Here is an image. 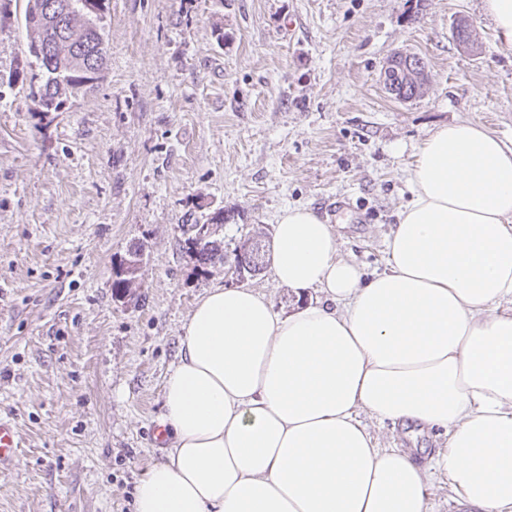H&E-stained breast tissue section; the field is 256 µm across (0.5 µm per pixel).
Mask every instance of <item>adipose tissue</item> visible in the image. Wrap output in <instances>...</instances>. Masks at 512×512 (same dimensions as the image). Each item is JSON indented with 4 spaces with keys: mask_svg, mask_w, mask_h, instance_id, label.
Here are the masks:
<instances>
[{
    "mask_svg": "<svg viewBox=\"0 0 512 512\" xmlns=\"http://www.w3.org/2000/svg\"><path fill=\"white\" fill-rule=\"evenodd\" d=\"M409 181L384 271L365 276L331 225L289 207L271 275L319 299L288 314L251 288L199 299L135 512H430L424 466L377 447L363 412L444 430L435 468L480 512H512V147L444 127Z\"/></svg>",
    "mask_w": 512,
    "mask_h": 512,
    "instance_id": "ef3b65f1",
    "label": "adipose tissue"
}]
</instances>
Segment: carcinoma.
<instances>
[{
    "mask_svg": "<svg viewBox=\"0 0 512 512\" xmlns=\"http://www.w3.org/2000/svg\"><path fill=\"white\" fill-rule=\"evenodd\" d=\"M66 9L64 27L58 28L53 21H45L28 29L30 33L29 46H51L59 39H68L78 46V50L63 57L56 53L39 59V66L45 76V81L38 89L31 91L30 97L34 109L38 112L48 110V104L62 103L67 97L81 92L91 84L88 74L89 68L98 61H106L103 36L98 26L106 6H101L99 12L94 13L87 8L88 0H57ZM392 82L397 84L396 98L409 100L424 93L427 84V75L419 79L404 81L398 75H393ZM199 224L185 225L184 233L187 235L185 246L189 253L195 256L202 265L214 264L224 261L223 249L210 247L199 237ZM141 274L130 273L128 260H123L116 271V280L113 287L117 294L124 293L129 278Z\"/></svg>",
    "mask_w": 512,
    "mask_h": 512,
    "instance_id": "1",
    "label": "carcinoma"
}]
</instances>
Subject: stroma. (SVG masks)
I'll return each mask as SVG.
<instances>
[{
    "instance_id": "35a3bbf8",
    "label": "stroma",
    "mask_w": 512,
    "mask_h": 512,
    "mask_svg": "<svg viewBox=\"0 0 512 512\" xmlns=\"http://www.w3.org/2000/svg\"><path fill=\"white\" fill-rule=\"evenodd\" d=\"M23 13L0 22V416L21 442L0 512H133L165 456L153 430L196 301L242 284L288 313L318 296L267 269L240 281L231 265L198 266L183 225L224 209L231 255L305 206L341 255L385 270L428 135L471 122L512 145V45L482 0H108L99 79L38 112ZM460 17L473 49L452 36ZM398 49L428 75L406 102L381 81ZM136 245L141 286L122 299L115 270ZM361 420L378 447L416 448L422 464L446 448ZM427 495L431 512H477L446 471Z\"/></svg>"
}]
</instances>
